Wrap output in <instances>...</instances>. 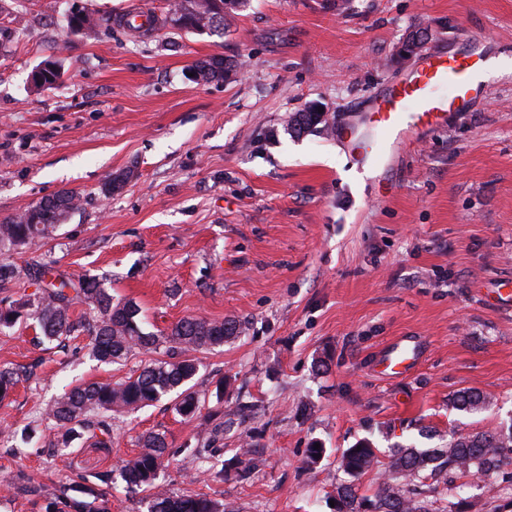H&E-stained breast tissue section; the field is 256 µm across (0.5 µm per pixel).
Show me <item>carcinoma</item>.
<instances>
[{
    "instance_id": "carcinoma-1",
    "label": "carcinoma",
    "mask_w": 512,
    "mask_h": 512,
    "mask_svg": "<svg viewBox=\"0 0 512 512\" xmlns=\"http://www.w3.org/2000/svg\"><path fill=\"white\" fill-rule=\"evenodd\" d=\"M195 9L185 14L183 30L194 33L200 27L211 33H222L230 25V13L247 0H232L230 12L220 16L213 11L215 0H194ZM146 36L156 30L157 22L148 18L145 24H127L126 19L110 17L94 19L67 18L68 28L87 39H95L112 24ZM238 65L222 57H211L191 68L193 80L210 82L221 80ZM39 80L32 82L38 89L50 88L63 73L62 60L50 58L41 62ZM322 123V116L311 108L294 113L288 126L300 134ZM80 196L75 191H63L41 200L24 213L0 224V255L5 251L29 248L48 239L59 229L61 217L78 208ZM29 275L38 286L34 298L20 306L0 307V329L15 325L24 316L34 320L42 340L88 338L93 355L101 362L114 363L125 359L136 350L157 355L136 375L117 382H90L78 385L46 404L41 419L52 422L59 430L57 445L68 448L77 439L91 432L90 415L96 422L100 438L98 444L106 447L112 438V413H130L171 398L174 410L188 419L208 423L211 412L193 390L190 382L199 371L198 355L235 338L239 325L234 320H209L187 317L173 324L160 336L142 331L139 325V307L132 301L113 302L112 295L94 276L77 279L56 276L48 279L51 269L32 264ZM86 306L88 314L73 317L76 305ZM18 383L17 374L9 368L0 369V400L7 398ZM455 406L461 411H482L490 407L487 398L473 390H464L455 396ZM224 432V424L217 423L209 436L195 443H185L176 452L199 463L202 472L212 481L223 480L228 470H246L250 467V449L240 448L236 455L224 460L214 448L215 435ZM171 453L166 438L148 433L140 438V450L125 460L120 475L130 492L146 494L147 512H227L224 502L207 494L179 495L160 482L165 462ZM338 469L359 478L376 471L377 489L374 498L359 497L353 485L338 487L336 512H438L430 496L440 486L448 485V475L489 477L512 466V426L508 434L497 430L472 435H451L448 447L422 449L413 447L390 448L385 452L362 442L341 452ZM30 492L50 496L49 512H110L108 499L95 483L81 478L59 492H50L45 486L32 484Z\"/></svg>"
}]
</instances>
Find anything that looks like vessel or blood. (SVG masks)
<instances>
[{"label": "vessel or blood", "mask_w": 512, "mask_h": 512, "mask_svg": "<svg viewBox=\"0 0 512 512\" xmlns=\"http://www.w3.org/2000/svg\"><path fill=\"white\" fill-rule=\"evenodd\" d=\"M486 50L469 42L459 51L430 50L407 77L357 102L337 124L359 165L380 169L398 151L448 128L488 92L482 59Z\"/></svg>", "instance_id": "b4317fda"}]
</instances>
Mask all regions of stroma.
I'll list each match as a JSON object with an SVG mask.
<instances>
[{
    "label": "stroma",
    "instance_id": "stroma-1",
    "mask_svg": "<svg viewBox=\"0 0 512 512\" xmlns=\"http://www.w3.org/2000/svg\"><path fill=\"white\" fill-rule=\"evenodd\" d=\"M164 18L168 0H0V223L41 199L77 191L80 206L54 239L12 255L17 277L0 299L36 292L27 263L102 279L135 301L145 331L198 316L239 323L238 336L201 354L193 380L224 421L225 457L250 446L246 479L216 483L172 461L169 489L218 492L236 512H332L342 484L374 495V474L349 480L336 460L367 440L380 450L442 448L450 433L512 424V311L491 290L512 279V73L448 130L396 156L392 172L360 178L342 142L296 134L292 114L323 107L329 121L377 85L413 70L422 53L467 36L512 43V0H248L221 35L113 27L92 41L69 10ZM424 31L418 53L400 48ZM63 59L50 89L31 70ZM217 55L242 62L219 81L187 77ZM132 170L112 196V175ZM32 328L0 331V369L25 371L0 401V429L36 428L31 444L0 445V512H47L24 494L30 478L56 490L117 471L139 436L181 447L199 433L171 401L112 416V445H55L39 412L82 382H113L150 359L97 361L84 339L37 344ZM402 342L417 356L385 369ZM326 369H316L317 360ZM228 377L223 400L215 382ZM492 410H456L462 390ZM320 444L323 458L307 460ZM466 512H512V480L457 477Z\"/></svg>",
    "mask_w": 512,
    "mask_h": 512
}]
</instances>
